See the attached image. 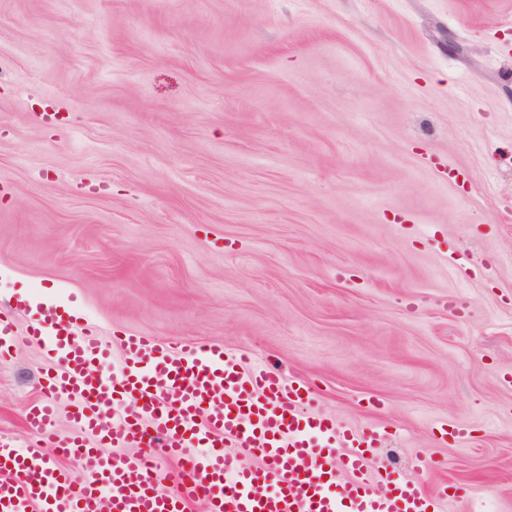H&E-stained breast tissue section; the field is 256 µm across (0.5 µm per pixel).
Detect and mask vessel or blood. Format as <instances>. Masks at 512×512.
I'll return each mask as SVG.
<instances>
[{"label":"vessel or blood","mask_w":512,"mask_h":512,"mask_svg":"<svg viewBox=\"0 0 512 512\" xmlns=\"http://www.w3.org/2000/svg\"><path fill=\"white\" fill-rule=\"evenodd\" d=\"M26 340L55 367L26 408L29 441L0 436V512H187L199 500L207 512H440L420 482L375 489L384 430L339 428L309 412V387L221 346L125 336L115 371L80 315L44 306L22 337L0 310V364ZM63 405L66 434L48 428ZM161 458L180 472L174 490L159 486Z\"/></svg>","instance_id":"1"}]
</instances>
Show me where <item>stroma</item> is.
I'll list each match as a JSON object with an SVG mask.
<instances>
[{"mask_svg":"<svg viewBox=\"0 0 512 512\" xmlns=\"http://www.w3.org/2000/svg\"><path fill=\"white\" fill-rule=\"evenodd\" d=\"M10 296L266 360L512 512V0H0ZM49 367H0V433Z\"/></svg>","mask_w":512,"mask_h":512,"instance_id":"obj_1","label":"stroma"}]
</instances>
